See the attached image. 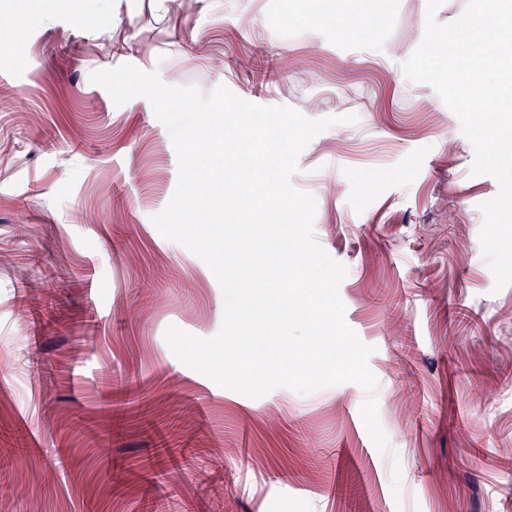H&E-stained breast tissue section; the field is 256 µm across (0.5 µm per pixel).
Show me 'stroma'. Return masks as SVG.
Wrapping results in <instances>:
<instances>
[{
	"label": "stroma",
	"mask_w": 512,
	"mask_h": 512,
	"mask_svg": "<svg viewBox=\"0 0 512 512\" xmlns=\"http://www.w3.org/2000/svg\"><path fill=\"white\" fill-rule=\"evenodd\" d=\"M380 11L377 34L333 14ZM426 0H0V512H512V285L479 232L496 180L434 88L402 65ZM337 118L290 182L348 268L345 320L374 346L379 453L344 383L251 399L179 362L177 325L214 336L209 267L161 236L178 158L147 98L91 71ZM357 114L354 124L341 116ZM51 304L41 325L21 296ZM39 360L49 381L30 378ZM118 384L103 383L104 371ZM184 452L179 464L161 446Z\"/></svg>",
	"instance_id": "stroma-1"
}]
</instances>
